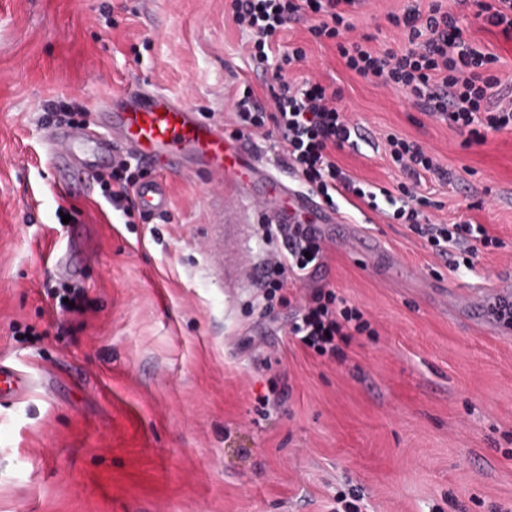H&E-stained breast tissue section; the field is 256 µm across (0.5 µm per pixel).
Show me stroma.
Listing matches in <instances>:
<instances>
[{
  "instance_id": "obj_1",
  "label": "stroma",
  "mask_w": 512,
  "mask_h": 512,
  "mask_svg": "<svg viewBox=\"0 0 512 512\" xmlns=\"http://www.w3.org/2000/svg\"><path fill=\"white\" fill-rule=\"evenodd\" d=\"M432 1L366 0L352 35L404 49L388 14ZM440 2L512 82V32ZM311 24L289 23L278 42L305 48L292 79L337 90L359 128L337 163L392 190L403 176L387 138L417 141L452 175L425 180L430 219L484 225L500 247L459 272L408 225L340 200L315 282L370 330L340 359L319 357L288 335L290 311L247 308L269 199L246 203L232 260L226 202L206 176L162 170L169 209L136 224L100 184L87 197L51 186L58 105L92 122L149 83L225 125L237 87L269 100L272 76L254 68L230 0H0V363L32 378L0 406V512H332L354 491L367 512H512V330L470 298L512 268V129L466 143L405 91L348 69ZM69 288L83 294L59 312ZM275 389L282 402L261 410Z\"/></svg>"
}]
</instances>
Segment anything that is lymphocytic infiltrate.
Instances as JSON below:
<instances>
[{
    "mask_svg": "<svg viewBox=\"0 0 512 512\" xmlns=\"http://www.w3.org/2000/svg\"><path fill=\"white\" fill-rule=\"evenodd\" d=\"M363 2L231 0L235 22L252 36V61L256 67L273 68L276 83L267 107L257 100L252 88L244 89L231 117L235 134L260 133L275 139L282 150L283 164L300 174L327 206H335L339 193L352 194L373 209L382 200L394 205V219L408 223L439 256L448 255L453 248L464 250L473 240L486 248L499 247V239L483 225L424 220L423 210L430 200L418 191L422 178L429 175L445 181L450 174L417 142L395 136L389 140V157L406 177L397 191L387 190L379 196L357 186L333 156L334 151L357 146V128L337 107L335 94L318 82L294 84L285 79L287 71L305 62V50L292 48L277 62H270L271 46L288 21L311 15L317 19L311 34L335 41L350 70L381 86L405 90L422 111L448 120L466 133L468 141L481 142L487 132L512 128V85L502 84L492 74L496 56L464 39L456 14L434 2L425 10L415 6L403 15L391 16L393 25L405 29L407 48L399 52L390 48L373 51L364 40L341 39L342 33L351 28L350 12ZM147 175V170L132 169L129 162L119 160L113 163L108 178L101 181L105 197L120 206L126 223L135 219V188ZM261 238L266 259L257 304L266 313L277 306L292 309L290 336L319 356L333 359L340 355L341 343L353 334L368 331L369 323L359 309L338 298L334 290L314 284L315 275L325 265L326 248L313 225L265 224ZM292 280L312 284L297 302L288 295Z\"/></svg>",
    "mask_w": 512,
    "mask_h": 512,
    "instance_id": "lymphocytic-infiltrate-1",
    "label": "lymphocytic infiltrate"
}]
</instances>
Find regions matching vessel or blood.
Wrapping results in <instances>:
<instances>
[{"mask_svg":"<svg viewBox=\"0 0 512 512\" xmlns=\"http://www.w3.org/2000/svg\"><path fill=\"white\" fill-rule=\"evenodd\" d=\"M48 144L53 185L65 192L72 190L74 183L91 179L104 160L122 150L148 162L201 172L217 185L231 186L241 201L257 188L276 194L283 202L273 217L277 224H291L301 216L312 224L336 221L335 211L318 202L313 193L289 187L241 141L228 138L221 125L203 120L159 89L114 96L111 136L89 127H68L51 133ZM135 197L145 212H161L169 206L167 186L160 178L142 182ZM475 295L490 304L512 302V275L501 274L495 288L477 289ZM25 383L22 374L0 365V399L17 396Z\"/></svg>","mask_w":512,"mask_h":512,"instance_id":"b4317fda","label":"vessel or blood"}]
</instances>
